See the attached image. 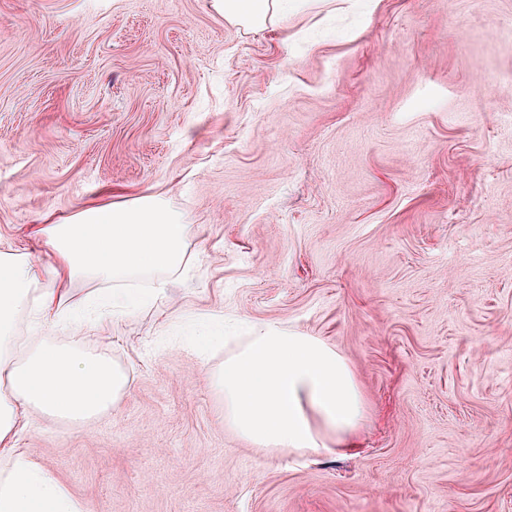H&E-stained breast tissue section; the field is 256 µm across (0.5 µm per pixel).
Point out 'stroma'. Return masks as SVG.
<instances>
[{
    "mask_svg": "<svg viewBox=\"0 0 512 512\" xmlns=\"http://www.w3.org/2000/svg\"><path fill=\"white\" fill-rule=\"evenodd\" d=\"M154 194L192 280L62 322L130 386L17 445L85 512H512V0H312L256 31L211 0H0V250ZM278 323L348 362L369 422L306 463L224 424L192 321Z\"/></svg>",
    "mask_w": 512,
    "mask_h": 512,
    "instance_id": "35a3bbf8",
    "label": "stroma"
}]
</instances>
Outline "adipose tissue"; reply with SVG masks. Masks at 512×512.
Masks as SVG:
<instances>
[{"instance_id": "obj_1", "label": "adipose tissue", "mask_w": 512, "mask_h": 512, "mask_svg": "<svg viewBox=\"0 0 512 512\" xmlns=\"http://www.w3.org/2000/svg\"><path fill=\"white\" fill-rule=\"evenodd\" d=\"M225 19L255 30L287 17L299 0H212ZM56 265L36 268L27 254L0 251V512H83L65 486L15 437L28 412L91 420L112 410L129 383L127 371L103 356L40 342L17 359L21 316L35 329L77 315L81 304L64 284L84 276L108 284L113 313L164 297L163 285L139 292L118 287L136 271L180 272L191 225L154 195L129 205L81 211L42 230ZM245 343L213 378L224 421L257 446L291 454L344 456L354 448L366 405L345 358L320 339L264 323L243 325Z\"/></svg>"}]
</instances>
